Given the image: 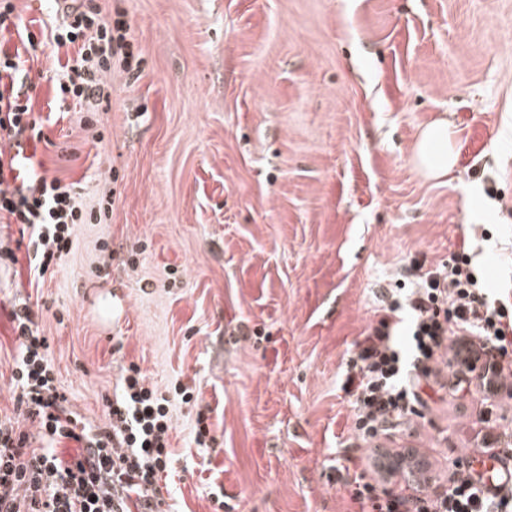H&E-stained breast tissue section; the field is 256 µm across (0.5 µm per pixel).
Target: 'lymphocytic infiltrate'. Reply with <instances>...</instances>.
Returning a JSON list of instances; mask_svg holds the SVG:
<instances>
[{
  "instance_id": "1",
  "label": "lymphocytic infiltrate",
  "mask_w": 512,
  "mask_h": 512,
  "mask_svg": "<svg viewBox=\"0 0 512 512\" xmlns=\"http://www.w3.org/2000/svg\"><path fill=\"white\" fill-rule=\"evenodd\" d=\"M122 18L104 15L98 0L67 8L61 23H46L34 34L22 23L13 0H0V220L18 227L25 240L29 274L36 283L73 246L75 225L100 220L86 211L80 185L29 164L22 140H42L44 118L32 96L18 90L24 55L41 42L63 52L48 80L51 113L100 101L115 56L126 66L137 58ZM18 48H10L11 39ZM382 316L350 362L345 385L355 400L356 429L366 467L353 479L351 499L358 512H512V450L496 447L492 431L473 449L470 466L456 471L448 490L420 497L386 488L375 441L388 425L402 423L422 405L421 387L432 383L458 396L469 385L492 394L512 384V290L491 293L469 260L438 265L413 287L389 294ZM8 317L16 333L13 380L17 419H0V512H159V482L172 475L177 458L170 448L169 401L145 382L137 366L119 379V391L105 411L104 425L82 423L57 386L49 344L35 321L30 301H14ZM470 350V363L437 369L450 341ZM36 422L46 447L32 448L19 425ZM77 450L64 454L62 440ZM498 460L480 473L474 463Z\"/></svg>"
}]
</instances>
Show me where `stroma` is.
I'll list each match as a JSON object with an SVG mask.
<instances>
[{
	"instance_id": "35a3bbf8",
	"label": "stroma",
	"mask_w": 512,
	"mask_h": 512,
	"mask_svg": "<svg viewBox=\"0 0 512 512\" xmlns=\"http://www.w3.org/2000/svg\"><path fill=\"white\" fill-rule=\"evenodd\" d=\"M139 70L113 60L93 126L70 110L27 141L36 171L82 185L98 224L42 288L0 263V303L36 319L72 411L101 424L137 365L172 403L178 512H353L358 467L345 371L383 292L468 255L512 286V0H100ZM457 163L413 150L436 119ZM77 160H68L70 151ZM16 336L0 316V417H15ZM195 390L197 406L175 389ZM426 403L389 448L467 465L482 419L512 399ZM217 439L192 442L198 410Z\"/></svg>"
}]
</instances>
